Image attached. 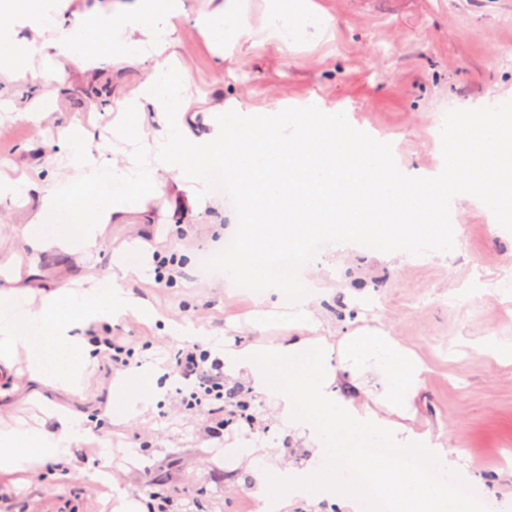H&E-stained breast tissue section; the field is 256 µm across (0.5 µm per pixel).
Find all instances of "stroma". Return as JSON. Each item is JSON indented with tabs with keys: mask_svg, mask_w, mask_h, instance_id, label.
<instances>
[{
	"mask_svg": "<svg viewBox=\"0 0 512 512\" xmlns=\"http://www.w3.org/2000/svg\"><path fill=\"white\" fill-rule=\"evenodd\" d=\"M187 14L177 25V76L193 103L192 128H204L216 106L260 112L278 103L317 100L347 114L363 134H380L398 144V161L419 175L437 169L441 148L433 135L443 110L455 105L470 112L487 98L512 97V0H312L331 20L327 31L308 29L287 46L238 42L218 61L194 25L208 0H185ZM87 80L72 73L59 89V107L35 126L0 112V161L36 166L52 154L56 129L71 118L109 137L110 115L92 112L81 90ZM176 198L152 202L114 225L104 248L87 256L50 251L30 262L13 229L27 211L0 206V249L21 259V286L54 287L108 268L114 251L138 244L145 254L176 255V281L157 284L154 271L131 283L133 293L152 304L159 321L128 318L112 327L134 363L166 364L182 341L163 325L172 319L202 323L235 343L280 341L282 322L251 331L255 305L244 285L224 283L225 244L233 240L230 213L235 203L211 209L200 223L176 229L167 224ZM450 252L428 251L386 261L368 248H352L346 258L329 250L313 281L326 291L316 316L341 337L359 327L389 330L428 366L423 388L404 419L416 429L443 431L465 452L470 471L512 494V364L503 365L484 349L487 339L512 340V296L499 290L512 272V223L492 226L477 202L462 198L451 210ZM108 359H100L85 399L46 389L58 404L100 414L112 397ZM164 394L139 416L122 424L105 422L71 449L72 462L60 470L46 465L23 475H0V512H102L108 489L92 485L88 474L109 471L134 497L146 485L177 488L188 512H258L250 495L247 463L224 456L239 440L259 436L283 460L305 467L311 451L305 438L283 428L271 400L257 396L240 378L225 376L224 388L247 400L260 429L235 420L223 438L205 432L208 416L186 415L170 407L182 381L167 375ZM33 384L27 374H0V423L29 417L24 398Z\"/></svg>",
	"mask_w": 512,
	"mask_h": 512,
	"instance_id": "obj_1",
	"label": "stroma"
}]
</instances>
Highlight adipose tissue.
Instances as JSON below:
<instances>
[{"mask_svg": "<svg viewBox=\"0 0 512 512\" xmlns=\"http://www.w3.org/2000/svg\"><path fill=\"white\" fill-rule=\"evenodd\" d=\"M70 0H0V83L24 82L29 101L0 110L41 124L58 108L68 67L98 71L144 64L148 72L128 94L113 98L112 135L129 144L124 159L90 146L79 120L58 131L50 167L69 176L41 179L31 167L0 171V204L35 200L37 208L15 226L30 251L58 248L92 252L104 246L107 225L144 213L151 199L175 187L196 218L218 206L211 187L225 170L239 187L234 222L239 234L224 260L226 282L254 283V303L288 311L291 337L278 343L233 344L205 325L173 323L172 336L222 358L225 374L244 377L253 392L275 400L279 422L305 437L312 464L297 469L270 448L246 440L230 456L253 457L251 495L259 512H284L294 499L327 501L356 512L359 485L381 500L386 512H512V498L493 491L478 498L458 494L474 481L464 451L443 434L400 423L422 387L428 368L392 334L360 328L330 343L318 333L314 307L321 288L272 289L271 268L288 274L308 243L333 239L341 246L364 241L389 258L417 244L447 252L450 204L465 196L486 211L512 220V100L498 98V111L462 112L438 131L445 143L439 173L405 174L387 139L360 135L343 113L315 102L273 112H217L207 129L185 122L190 107L171 67L175 21L183 0H137L114 10L101 6L69 11ZM196 25L216 55L227 36L287 44L323 18L306 0H272L261 28L244 13L217 0ZM146 263L136 249L114 252L112 268L87 276L86 286L64 283L34 296L19 287L16 254H0V367L12 370L28 354L32 336L44 337L50 361L30 358V379L84 397V376L97 363V348L84 329L113 325L126 316L154 318L152 307L129 288ZM161 370L142 367L113 383L107 414L127 421L163 394ZM35 424L0 426V473H21L45 464H69L71 447L90 434L86 415L42 401Z\"/></svg>", "mask_w": 512, "mask_h": 512, "instance_id": "obj_1", "label": "adipose tissue"}]
</instances>
